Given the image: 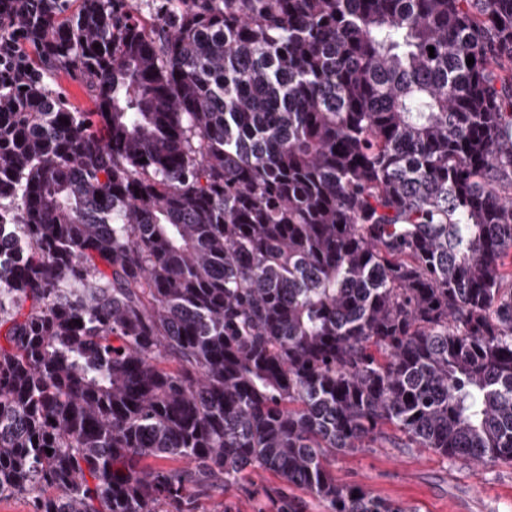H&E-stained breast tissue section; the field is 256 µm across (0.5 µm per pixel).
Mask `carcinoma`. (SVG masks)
Instances as JSON below:
<instances>
[{
	"mask_svg": "<svg viewBox=\"0 0 512 512\" xmlns=\"http://www.w3.org/2000/svg\"><path fill=\"white\" fill-rule=\"evenodd\" d=\"M162 5L0 9L96 107L0 86V497L412 512L331 459L512 464V0ZM282 482L274 475L257 471L248 475L238 484L229 486L223 491L211 492L210 497L200 499L199 512H222L224 502L233 504L239 512H255L254 493L256 489L281 486ZM203 507V509H201Z\"/></svg>",
	"mask_w": 512,
	"mask_h": 512,
	"instance_id": "obj_1",
	"label": "carcinoma"
}]
</instances>
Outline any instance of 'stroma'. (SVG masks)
Segmentation results:
<instances>
[{"label":"stroma","instance_id":"obj_1","mask_svg":"<svg viewBox=\"0 0 512 512\" xmlns=\"http://www.w3.org/2000/svg\"><path fill=\"white\" fill-rule=\"evenodd\" d=\"M333 470L342 485H359L413 512H512V465L481 468L451 462L425 448H364L337 456ZM257 471L238 484L201 498L202 512L233 504L253 512L256 489L280 486Z\"/></svg>","mask_w":512,"mask_h":512}]
</instances>
